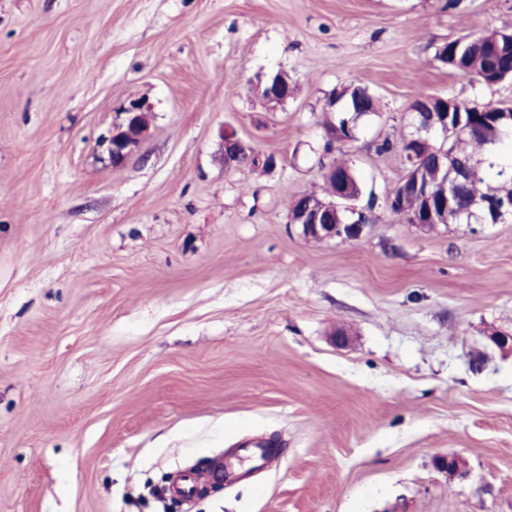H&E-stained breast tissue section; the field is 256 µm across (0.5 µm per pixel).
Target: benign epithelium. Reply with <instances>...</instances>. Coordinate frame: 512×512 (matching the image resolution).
Here are the masks:
<instances>
[{"instance_id": "benign-epithelium-1", "label": "benign epithelium", "mask_w": 512, "mask_h": 512, "mask_svg": "<svg viewBox=\"0 0 512 512\" xmlns=\"http://www.w3.org/2000/svg\"><path fill=\"white\" fill-rule=\"evenodd\" d=\"M267 97L280 102H285L293 97L294 89L288 80L284 79L282 72L277 71L267 74ZM411 125L415 133L411 135V141L423 143L433 136H446L452 121L451 113L435 112L432 110L431 101H423V105L411 110ZM150 130V114L137 104H131L124 111L122 121L112 127L110 136L106 139L107 153L110 164L114 167L121 166L127 158L140 146L148 136ZM223 150L221 159L227 169L237 168L243 164H255L259 161L255 152L232 132L222 135ZM409 175L403 180V190L418 197L422 203L421 210L412 216V223L428 225L448 222V215L455 205V185L462 179L472 175V168L468 165L441 164L443 174L448 181V192L437 195L420 179L415 169L420 164L413 151L403 155ZM326 175L337 180L336 190L328 200H319L307 193H301L293 198L289 223L297 226L302 237L309 240H324L341 237L345 239H357L361 237L365 225L349 222L336 224L332 217L339 212L354 214L357 209L347 205L355 195L350 191L348 174L336 176V166H330Z\"/></svg>"}]
</instances>
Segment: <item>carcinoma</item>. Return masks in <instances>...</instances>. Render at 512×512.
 I'll use <instances>...</instances> for the list:
<instances>
[{"mask_svg":"<svg viewBox=\"0 0 512 512\" xmlns=\"http://www.w3.org/2000/svg\"><path fill=\"white\" fill-rule=\"evenodd\" d=\"M434 60L448 66L455 73L486 86H495L512 81V33L507 30H491L480 35L472 33L463 35L436 48ZM367 104V110L376 112V99L368 89L350 83L334 93L328 99L325 109L336 114L328 132L332 133L325 144V151H333V143H341L346 138H354L352 132L360 115L355 112L356 101ZM463 126L448 138V143L433 139L422 146L424 156L423 179L431 188L441 193L447 184L438 174L435 164L436 154L441 148L448 149L452 159L471 161L475 168L472 180L459 188L457 207L459 213L448 217L450 224H470L482 221L481 202L492 197L503 208L504 215L512 218V166H498V183L494 186L485 184L484 172L479 160V153L488 159V167L495 166L497 145L504 133L512 129V121L502 116L512 108L489 104L485 109L470 107L461 102Z\"/></svg>","mask_w":512,"mask_h":512,"instance_id":"carcinoma-1","label":"carcinoma"}]
</instances>
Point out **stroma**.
<instances>
[{"instance_id": "35a3bbf8", "label": "stroma", "mask_w": 512, "mask_h": 512, "mask_svg": "<svg viewBox=\"0 0 512 512\" xmlns=\"http://www.w3.org/2000/svg\"><path fill=\"white\" fill-rule=\"evenodd\" d=\"M492 28L512 0H0V512H512V218L391 215L406 164L376 151L416 92L512 104L434 59ZM351 82L378 110L325 153ZM225 130L274 167L224 168ZM333 162L375 220L304 239L289 204ZM258 440L261 471L175 503ZM265 76L267 77L266 94L268 98L286 102L293 97V86L288 80L284 79L281 71L265 74ZM121 122L112 127L107 142V153L110 164L121 166L127 158L140 146L149 134L150 114L137 104H131L123 112Z\"/></svg>"}]
</instances>
